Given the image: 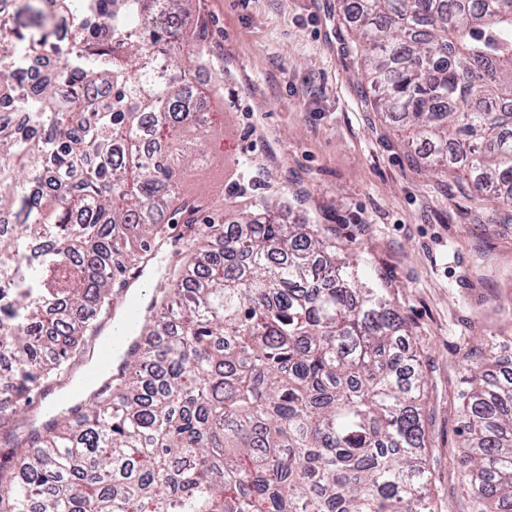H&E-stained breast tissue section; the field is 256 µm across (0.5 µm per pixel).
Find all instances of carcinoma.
Returning a JSON list of instances; mask_svg holds the SVG:
<instances>
[{"label":"carcinoma","mask_w":512,"mask_h":512,"mask_svg":"<svg viewBox=\"0 0 512 512\" xmlns=\"http://www.w3.org/2000/svg\"><path fill=\"white\" fill-rule=\"evenodd\" d=\"M18 0L37 81L0 49V512H431L410 325L325 224L202 216L191 0ZM377 109L418 157L512 207V0H338ZM120 369L41 412L163 250ZM463 357L470 512H512V372Z\"/></svg>","instance_id":"1"}]
</instances>
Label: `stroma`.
<instances>
[{"label":"stroma","instance_id":"stroma-1","mask_svg":"<svg viewBox=\"0 0 512 512\" xmlns=\"http://www.w3.org/2000/svg\"><path fill=\"white\" fill-rule=\"evenodd\" d=\"M186 24L207 49L195 77L211 96L206 161L184 170L183 192L209 213L297 198L285 221L306 212L335 227L339 252L388 288L412 326L436 512H470L452 467L458 356L512 337V315L496 307L512 298V209L415 156L375 107L337 0H192ZM246 162L260 186L232 195Z\"/></svg>","mask_w":512,"mask_h":512}]
</instances>
